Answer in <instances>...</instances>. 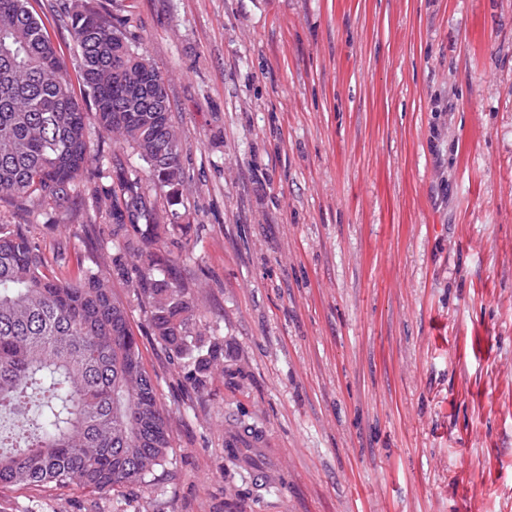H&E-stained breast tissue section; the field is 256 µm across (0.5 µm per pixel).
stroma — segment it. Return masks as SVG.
<instances>
[{"mask_svg":"<svg viewBox=\"0 0 512 512\" xmlns=\"http://www.w3.org/2000/svg\"><path fill=\"white\" fill-rule=\"evenodd\" d=\"M61 0H30L77 97ZM165 79L182 227L164 234L204 391L112 274V160L68 204L0 203L102 274L170 429L149 483L0 485V512H512V0H88ZM241 436L229 456L224 437Z\"/></svg>","mask_w":512,"mask_h":512,"instance_id":"35a3bbf8","label":"stroma"}]
</instances>
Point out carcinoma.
Here are the masks:
<instances>
[{"mask_svg": "<svg viewBox=\"0 0 512 512\" xmlns=\"http://www.w3.org/2000/svg\"><path fill=\"white\" fill-rule=\"evenodd\" d=\"M99 128L138 151L114 160L112 273L144 304L160 343L204 390L224 341L194 329L186 289L160 254L152 197L178 199L182 142L161 75L121 28L85 3L65 10ZM95 160L84 101L29 0H0V202L68 203ZM29 224H0V484L76 485L93 493L145 481L170 434L125 306L100 275L57 274Z\"/></svg>", "mask_w": 512, "mask_h": 512, "instance_id": "obj_1", "label": "carcinoma"}]
</instances>
